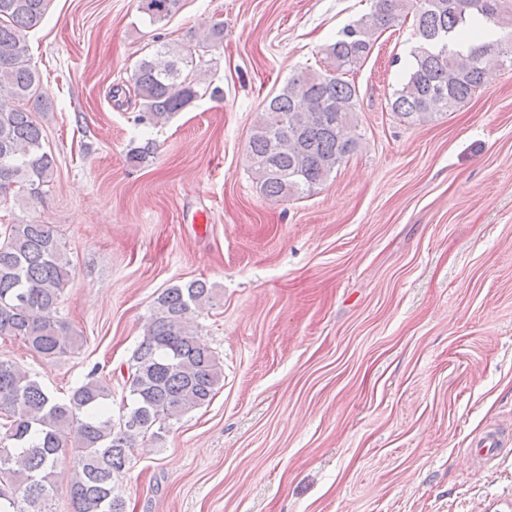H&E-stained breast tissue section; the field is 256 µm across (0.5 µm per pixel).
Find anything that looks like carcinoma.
I'll return each mask as SVG.
<instances>
[{
	"label": "carcinoma",
	"mask_w": 512,
	"mask_h": 512,
	"mask_svg": "<svg viewBox=\"0 0 512 512\" xmlns=\"http://www.w3.org/2000/svg\"><path fill=\"white\" fill-rule=\"evenodd\" d=\"M50 0H0V336L20 338L45 359L80 348L81 336L57 316L71 280V261L49 224L19 218L14 209L42 202L55 160L43 146L36 113L51 102L40 91L27 34L43 21ZM182 0H139L152 24L177 13ZM413 14L414 63L396 90L391 110L408 124L455 111L487 86L482 59L512 63L504 40L454 49L474 35L472 21L512 30V0H374L373 9L347 25L325 48L322 70L302 71L259 112L248 140V162L265 198L278 202L311 193L359 143L358 92L347 75L366 61L376 34ZM195 47L224 40V25L194 34ZM192 58L183 46H163L132 75L145 124L159 125L199 95L202 70L184 72ZM214 288L202 280L175 285L154 301L143 340L133 352L125 386L131 403L112 419V390L90 377L68 399L53 397L39 380L0 359V512H52L57 465L74 470L72 512H124L113 482L133 449L162 439L167 422L213 399L224 371L195 335L191 315L210 304Z\"/></svg>",
	"instance_id": "carcinoma-1"
}]
</instances>
